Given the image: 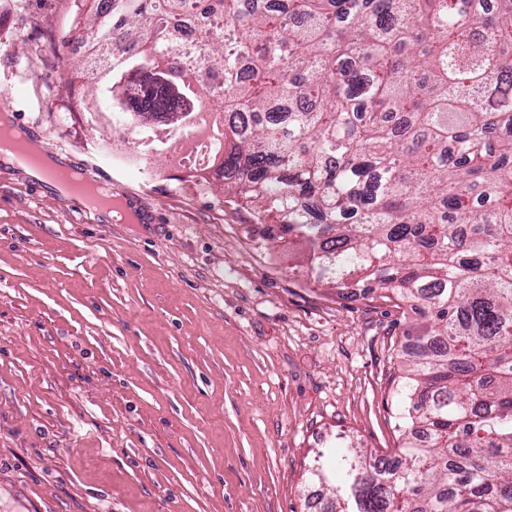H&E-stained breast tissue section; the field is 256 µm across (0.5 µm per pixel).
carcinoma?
<instances>
[{
	"label": "carcinoma",
	"mask_w": 512,
	"mask_h": 512,
	"mask_svg": "<svg viewBox=\"0 0 512 512\" xmlns=\"http://www.w3.org/2000/svg\"><path fill=\"white\" fill-rule=\"evenodd\" d=\"M78 0L98 51L81 112L106 104L143 163L213 123L211 178L257 206L273 239L308 244L317 280L403 302L397 455L342 442L320 512H512V0ZM224 11L199 43L170 34ZM209 19L197 18L195 16L189 18L184 27L174 32L172 52L177 57L183 53V50L195 40L198 29L208 24Z\"/></svg>",
	"instance_id": "1"
}]
</instances>
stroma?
Wrapping results in <instances>:
<instances>
[{"label":"stroma","instance_id":"1","mask_svg":"<svg viewBox=\"0 0 512 512\" xmlns=\"http://www.w3.org/2000/svg\"><path fill=\"white\" fill-rule=\"evenodd\" d=\"M74 12L0 0L15 124L98 167L116 212L0 166V512H314L336 434L398 447L392 346L418 316L337 297L174 158H113L70 109Z\"/></svg>","mask_w":512,"mask_h":512}]
</instances>
